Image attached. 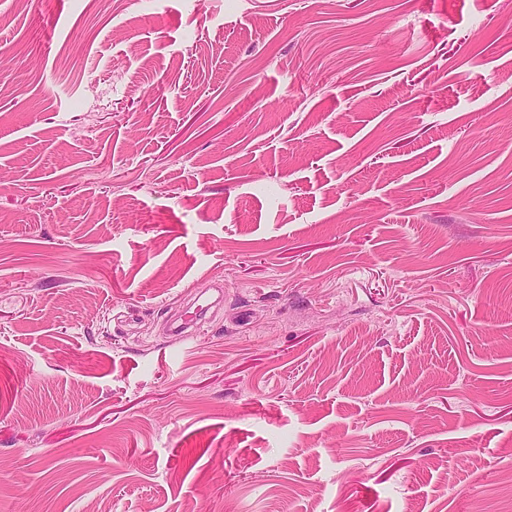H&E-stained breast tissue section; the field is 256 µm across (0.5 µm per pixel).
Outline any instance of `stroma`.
Masks as SVG:
<instances>
[{"mask_svg": "<svg viewBox=\"0 0 512 512\" xmlns=\"http://www.w3.org/2000/svg\"><path fill=\"white\" fill-rule=\"evenodd\" d=\"M0 512H512V0H0Z\"/></svg>", "mask_w": 512, "mask_h": 512, "instance_id": "35a3bbf8", "label": "stroma"}]
</instances>
